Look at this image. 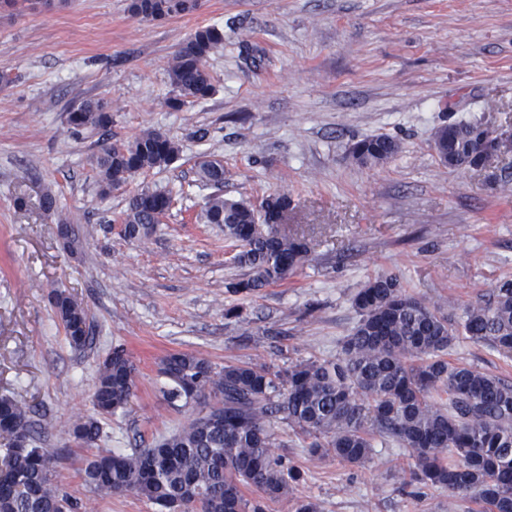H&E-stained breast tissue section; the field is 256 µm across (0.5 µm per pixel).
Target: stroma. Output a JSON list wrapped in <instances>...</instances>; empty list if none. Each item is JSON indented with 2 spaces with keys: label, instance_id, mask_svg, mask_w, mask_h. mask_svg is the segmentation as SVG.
Segmentation results:
<instances>
[{
  "label": "stroma",
  "instance_id": "35a3bbf8",
  "mask_svg": "<svg viewBox=\"0 0 512 512\" xmlns=\"http://www.w3.org/2000/svg\"><path fill=\"white\" fill-rule=\"evenodd\" d=\"M129 0H24L0 4V395L26 401L55 451L56 480L85 512H160L131 494L100 496L84 481L89 459L146 447L185 426L192 409L164 396L161 359L191 352L216 366L341 354L357 314L353 298L382 274L461 319L512 279V148L479 168L442 165L436 130L474 120L512 131V0H199L158 21L131 17ZM204 26L224 32L205 69L211 96L174 109L168 79L181 45ZM102 99L107 130L72 134V107ZM158 128L179 142L167 169L136 175L102 195L91 159L102 145ZM207 129L204 140L195 130ZM399 145L387 163L348 157L366 137ZM226 171L225 197L291 199L288 231L305 237L308 262L288 281L229 293L244 271L223 233L196 223L209 188L194 163ZM171 191V211L130 241L119 223L141 187ZM59 210L43 213L45 190ZM29 207L17 209L16 196ZM79 240H55L59 219ZM65 290L86 308L92 340L72 348L49 302ZM236 317H226L227 309ZM124 345L136 366L127 410L102 418L94 446L74 442V421L92 416L99 368ZM451 363L512 380V354L467 338ZM281 455L305 479L265 512H468L431 487H406L403 452L388 443L360 466L311 458L287 424Z\"/></svg>",
  "mask_w": 512,
  "mask_h": 512
}]
</instances>
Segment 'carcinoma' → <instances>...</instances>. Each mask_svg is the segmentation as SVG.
<instances>
[{"label":"carcinoma","mask_w":512,"mask_h":512,"mask_svg":"<svg viewBox=\"0 0 512 512\" xmlns=\"http://www.w3.org/2000/svg\"><path fill=\"white\" fill-rule=\"evenodd\" d=\"M197 0H130L135 18L157 20L195 9ZM224 46L221 30L197 29L179 48L169 68L180 108L212 91L203 60ZM104 100H86L67 117L77 132L80 116L101 112ZM434 144L448 167L476 166L480 139L494 140L478 123H452ZM399 150L388 137L355 143L351 159L379 166ZM180 153L179 144L159 129L142 132L123 149L102 148L94 169L100 192L108 194L144 170L164 169ZM197 181L215 188L198 220L216 224L236 247L234 261L246 277L228 285L234 294H251L283 281L309 260L307 242L279 229L291 206L285 191L263 199L265 217L245 199L224 197V161L208 157L196 168ZM172 203L166 190L143 188L128 204L124 236L140 241ZM357 323L334 359L291 361L284 368L261 362H228L222 367L187 352L161 360L171 382L169 402L193 401L205 413L149 448L106 452L84 469L85 482L101 495L134 494L164 512L179 501L184 512H265V502L288 497L304 472L274 449L281 447L275 424L284 422L307 440L311 457L332 454L357 466L376 439L396 441L412 460L403 473L406 486L440 489L451 499H469L483 512H512V381L470 366L448 362L459 336L499 353H512V280L500 282L492 298L468 307L459 321L409 294L396 275L369 280L354 297ZM53 307L70 346L83 349L90 339L88 312L64 291L53 293ZM136 367L118 345L103 361L94 407L109 416L135 397ZM102 428L93 417L76 420L74 441L90 446ZM31 408L0 396V512H58L64 501L53 478V455L33 445ZM260 498L250 503L243 489Z\"/></svg>","instance_id":"1"}]
</instances>
